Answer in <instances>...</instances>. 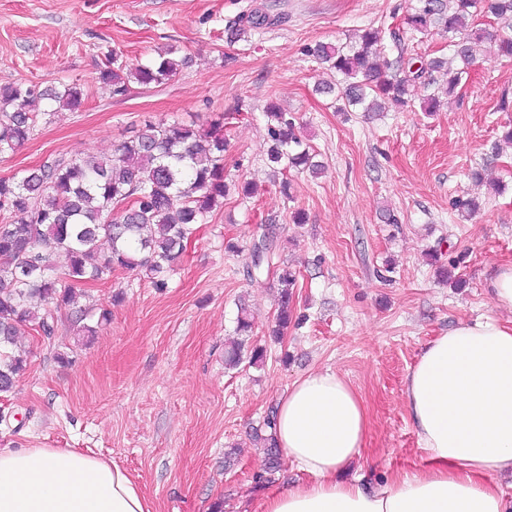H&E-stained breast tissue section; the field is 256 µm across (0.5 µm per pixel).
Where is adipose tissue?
Here are the masks:
<instances>
[{"instance_id":"obj_1","label":"adipose tissue","mask_w":512,"mask_h":512,"mask_svg":"<svg viewBox=\"0 0 512 512\" xmlns=\"http://www.w3.org/2000/svg\"><path fill=\"white\" fill-rule=\"evenodd\" d=\"M404 404L429 469L380 487L341 476L369 431L361 395L331 371L297 378L275 437L309 483L267 494L259 512H512L492 477L512 474V318L459 324L409 369ZM0 512H150L112 460L64 448H0Z\"/></svg>"}]
</instances>
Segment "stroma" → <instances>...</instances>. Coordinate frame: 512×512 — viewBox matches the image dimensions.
I'll list each match as a JSON object with an SVG mask.
<instances>
[{"mask_svg":"<svg viewBox=\"0 0 512 512\" xmlns=\"http://www.w3.org/2000/svg\"><path fill=\"white\" fill-rule=\"evenodd\" d=\"M410 0H0V86L80 83L77 112L58 111L32 139L0 157V177L58 155L108 154L144 119L199 125L224 118L227 181H251L254 197L230 193L198 225L181 265L157 288L136 272L114 270L86 287V318L61 312L52 341L22 327L27 361L0 395V447L71 448L110 459L139 485L151 512H256L263 494L310 474L281 459L272 483L258 485L265 454L250 434L288 385L331 370L364 399L370 427L347 472L374 484L425 467L403 400L405 377L421 349L459 322L507 319L487 280L512 263V145L503 140L512 60L484 46L470 77L438 112L416 107L381 115L341 113L316 93L331 79L305 56V44L344 42L360 27H401ZM274 24L232 38L243 12ZM174 51L184 65L162 84L112 95L98 80L109 54L132 65ZM296 118L324 172L290 170V196L266 160L268 104ZM481 172L475 183L472 172ZM477 198L461 219L452 202ZM307 221L292 223L294 209ZM391 211L396 223H384ZM278 225L281 256L295 271L294 324L269 335L278 283L248 278L246 246ZM451 267L460 286L441 281ZM251 310L262 366H224L237 302ZM236 447L233 465L224 453Z\"/></svg>","mask_w":512,"mask_h":512,"instance_id":"obj_1","label":"stroma"}]
</instances>
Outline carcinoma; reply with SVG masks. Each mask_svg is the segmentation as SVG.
<instances>
[{
    "label": "carcinoma",
    "instance_id": "obj_1",
    "mask_svg": "<svg viewBox=\"0 0 512 512\" xmlns=\"http://www.w3.org/2000/svg\"><path fill=\"white\" fill-rule=\"evenodd\" d=\"M406 24L410 32L432 31L447 40L448 57L414 67L407 48L392 28L358 30L345 43L318 42L307 54L341 79L322 83L319 91L335 97L339 110L378 112L382 102L396 109L411 106L412 89L446 79L448 92L467 80L476 61V47L494 40L497 51L512 58V0H412ZM488 13L498 21L492 31L479 28L474 18ZM270 24L254 9L241 14L232 28L240 34ZM391 39L395 60L380 62L372 48ZM182 61L168 54L127 65L115 55L106 57L98 79L125 96L132 85L161 84L176 74ZM85 103L77 83L41 90L25 81L0 87V156L14 154L35 135L40 121L55 112L77 111ZM270 145L267 161L273 167L308 169L318 175L324 165L313 160L311 147L295 134V120L275 106L266 109ZM224 122L203 129L178 120H146L135 135L110 154L56 156L36 168L0 178V393L10 392L26 359L14 350L21 327L33 322L50 341L58 313L76 307V289L102 281L121 268L145 274L164 288L178 266L194 226L207 223L210 213L224 206L229 193L224 178ZM279 228L270 224L248 247L247 275H271L279 285L275 334L288 328L296 273L281 261ZM44 302L36 315L29 301ZM251 322L246 308L237 319L238 338L224 350V362L238 366L264 363V349L250 347ZM267 472L278 467L274 436L264 438Z\"/></svg>",
    "mask_w": 512,
    "mask_h": 512
}]
</instances>
